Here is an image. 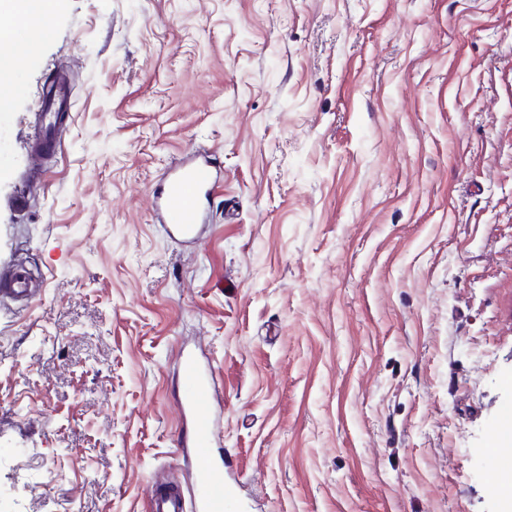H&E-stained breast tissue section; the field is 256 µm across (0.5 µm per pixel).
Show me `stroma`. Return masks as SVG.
Returning <instances> with one entry per match:
<instances>
[{
	"mask_svg": "<svg viewBox=\"0 0 512 512\" xmlns=\"http://www.w3.org/2000/svg\"><path fill=\"white\" fill-rule=\"evenodd\" d=\"M0 112V512H147L180 347L257 512H512V0H58ZM72 82L29 209L37 96ZM216 157L195 245L164 167ZM0 295L17 299L27 298L36 292L31 278L20 271H16L0 281ZM512 424L511 409L503 413L501 428L496 431L493 440V450L490 455V465L497 477L512 474V442L504 434L510 433Z\"/></svg>",
	"mask_w": 512,
	"mask_h": 512,
	"instance_id": "35a3bbf8",
	"label": "stroma"
}]
</instances>
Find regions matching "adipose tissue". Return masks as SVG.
Here are the masks:
<instances>
[{
	"mask_svg": "<svg viewBox=\"0 0 512 512\" xmlns=\"http://www.w3.org/2000/svg\"><path fill=\"white\" fill-rule=\"evenodd\" d=\"M57 0H5L0 5V21L12 23L15 19L25 22V49L14 55H0V79L8 80L25 61L24 52L43 41L48 33V21L55 11Z\"/></svg>",
	"mask_w": 512,
	"mask_h": 512,
	"instance_id": "obj_1",
	"label": "adipose tissue"
}]
</instances>
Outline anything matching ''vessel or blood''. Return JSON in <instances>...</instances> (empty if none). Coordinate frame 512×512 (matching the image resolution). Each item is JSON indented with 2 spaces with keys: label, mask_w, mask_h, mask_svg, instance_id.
<instances>
[{
  "label": "vessel or blood",
  "mask_w": 512,
  "mask_h": 512,
  "mask_svg": "<svg viewBox=\"0 0 512 512\" xmlns=\"http://www.w3.org/2000/svg\"><path fill=\"white\" fill-rule=\"evenodd\" d=\"M71 105L70 85L64 74H55L45 85L38 101L44 125L31 145L34 160L41 164L53 160L59 146L54 129L61 112ZM221 181V169L211 158L187 160L162 174L154 192L160 223L181 240L197 238L207 218L206 205ZM31 278L15 272L0 280V294L17 299L33 295ZM182 374L180 410L186 421L183 454L194 462L195 488L192 495L175 485L153 482L149 487V512H240L237 483L226 480L223 465L209 454L219 435L213 405L217 400L214 380L196 355L180 352ZM490 465L496 476L512 474V413L504 412L496 431Z\"/></svg>",
  "instance_id": "obj_1"
}]
</instances>
